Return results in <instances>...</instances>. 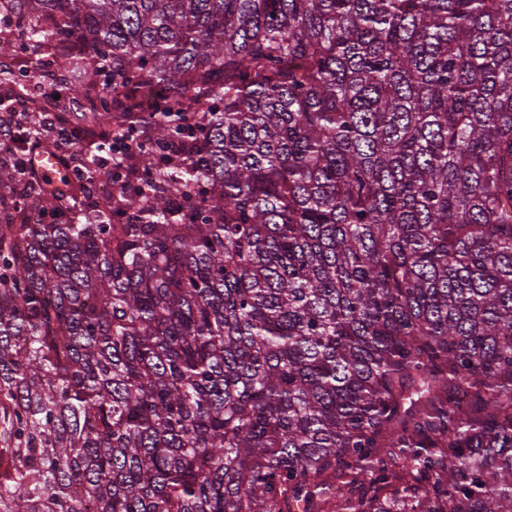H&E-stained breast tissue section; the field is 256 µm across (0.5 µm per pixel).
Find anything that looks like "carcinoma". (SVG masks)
Wrapping results in <instances>:
<instances>
[{
    "label": "carcinoma",
    "instance_id": "obj_1",
    "mask_svg": "<svg viewBox=\"0 0 512 512\" xmlns=\"http://www.w3.org/2000/svg\"><path fill=\"white\" fill-rule=\"evenodd\" d=\"M10 2L0 512H512V0ZM55 136L56 141L58 144V151H59V162L62 167L66 169H72L73 174L76 176L84 177L87 175V172L81 171V170H87L83 165L79 163H75L74 159L76 155H74V152L72 150L73 142L69 143V147H67L68 139L70 138L69 132H64L63 129H55ZM114 139H116L117 143L115 144L114 150L112 151V156L110 158L112 162L103 163L99 167V170L106 169L104 172L106 178H110L112 174L117 177L120 175V173H122L126 144L128 143V135L124 133L120 136H116Z\"/></svg>",
    "mask_w": 512,
    "mask_h": 512
}]
</instances>
